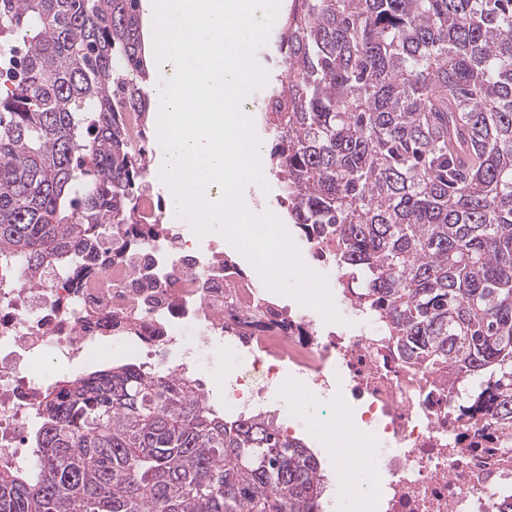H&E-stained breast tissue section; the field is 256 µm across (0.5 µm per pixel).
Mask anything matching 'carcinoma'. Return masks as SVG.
<instances>
[{
	"label": "carcinoma",
	"mask_w": 512,
	"mask_h": 512,
	"mask_svg": "<svg viewBox=\"0 0 512 512\" xmlns=\"http://www.w3.org/2000/svg\"><path fill=\"white\" fill-rule=\"evenodd\" d=\"M140 0H0V253L37 272L138 223L151 100ZM261 121L288 215L330 237L409 367L494 390L512 428V0H290ZM0 512H322L274 412L220 413L134 362L45 389Z\"/></svg>",
	"instance_id": "cac0c4a2"
}]
</instances>
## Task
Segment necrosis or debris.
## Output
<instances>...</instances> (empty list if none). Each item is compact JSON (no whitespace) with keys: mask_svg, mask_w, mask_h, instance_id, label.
<instances>
[{"mask_svg":"<svg viewBox=\"0 0 512 512\" xmlns=\"http://www.w3.org/2000/svg\"><path fill=\"white\" fill-rule=\"evenodd\" d=\"M106 246L89 261L49 256L32 287L20 262L0 265V467L31 466L26 437L54 366L80 374L113 343L147 370L180 375L208 369L230 347L253 361L224 382L217 405L228 412L264 410L263 387L285 363L326 391L346 381L365 425L357 462L385 512L512 504V434L492 421L491 393L468 394L403 365L382 322L348 291L331 294L339 321H317L284 313L230 242L204 252L178 225L159 224L135 241L114 227Z\"/></svg>","mask_w":512,"mask_h":512,"instance_id":"obj_1","label":"necrosis or debris"}]
</instances>
